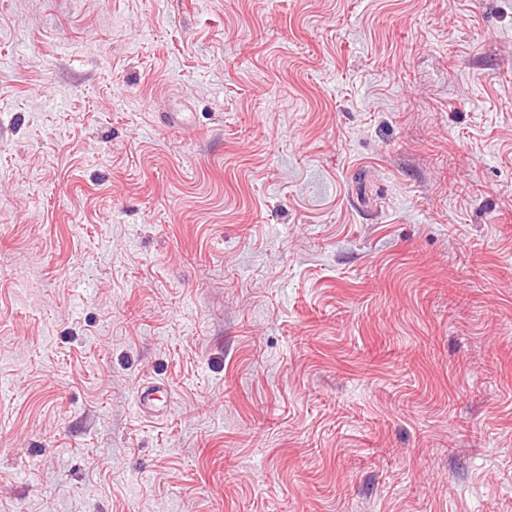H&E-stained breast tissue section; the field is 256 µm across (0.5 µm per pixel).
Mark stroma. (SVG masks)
Wrapping results in <instances>:
<instances>
[{
    "mask_svg": "<svg viewBox=\"0 0 512 512\" xmlns=\"http://www.w3.org/2000/svg\"><path fill=\"white\" fill-rule=\"evenodd\" d=\"M0 512H512V0H0ZM162 389V384L158 382H148L139 387L136 402L141 412L152 416L166 414L169 402Z\"/></svg>",
    "mask_w": 512,
    "mask_h": 512,
    "instance_id": "35a3bbf8",
    "label": "stroma"
}]
</instances>
